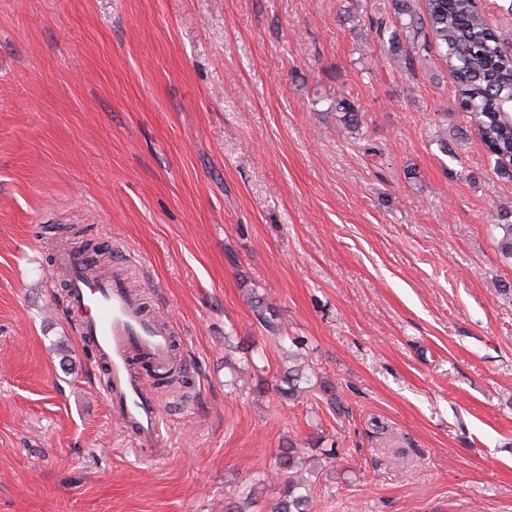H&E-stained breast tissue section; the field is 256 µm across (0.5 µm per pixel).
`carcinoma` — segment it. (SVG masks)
<instances>
[{
  "mask_svg": "<svg viewBox=\"0 0 512 512\" xmlns=\"http://www.w3.org/2000/svg\"><path fill=\"white\" fill-rule=\"evenodd\" d=\"M417 10L414 0H376L365 12L375 41L411 71L435 53L452 79L461 111L476 123L480 136L495 163L497 174L512 179V125L502 116L512 103V54H508L495 30L490 28L474 0H422ZM336 110L348 130L360 126L355 104L341 97ZM497 248L512 259V224H501ZM252 308L263 329L276 339L288 359L281 376L279 394L297 400L312 387L316 376L313 363L298 341L288 342L276 320L274 307L266 299L251 297ZM305 457L290 445L279 449L273 470L287 474L281 496L272 512H310L315 480L302 473Z\"/></svg>",
  "mask_w": 512,
  "mask_h": 512,
  "instance_id": "cac0c4a2",
  "label": "carcinoma"
}]
</instances>
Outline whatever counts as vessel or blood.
Here are the masks:
<instances>
[{"label": "vessel or blood", "instance_id": "vessel-or-blood-1", "mask_svg": "<svg viewBox=\"0 0 512 512\" xmlns=\"http://www.w3.org/2000/svg\"><path fill=\"white\" fill-rule=\"evenodd\" d=\"M56 264L68 275V302L80 316V338L95 348L105 365L100 390L121 423L130 429L141 454L161 441L162 417L152 390L134 366L135 354L154 367L169 362L174 335L167 322L139 312L124 280L100 279L93 258L59 252Z\"/></svg>", "mask_w": 512, "mask_h": 512}]
</instances>
